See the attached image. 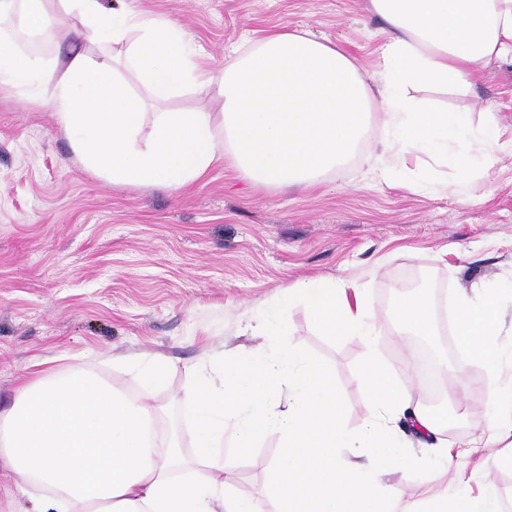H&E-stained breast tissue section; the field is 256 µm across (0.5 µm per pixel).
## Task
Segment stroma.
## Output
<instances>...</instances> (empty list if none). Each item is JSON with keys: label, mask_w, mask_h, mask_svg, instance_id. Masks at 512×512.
I'll list each match as a JSON object with an SVG mask.
<instances>
[{"label": "stroma", "mask_w": 512, "mask_h": 512, "mask_svg": "<svg viewBox=\"0 0 512 512\" xmlns=\"http://www.w3.org/2000/svg\"><path fill=\"white\" fill-rule=\"evenodd\" d=\"M170 17L200 58L221 67L225 50L287 25L347 48L359 68L379 67L380 21L364 0H102ZM437 102L482 119L485 105L512 132V63L491 62L470 95ZM486 181L489 198L468 204L416 193L401 182L366 175L362 157L328 172L310 189L256 188L220 161L187 188L122 187L78 161L50 110L0 91V412L34 363L58 358L129 396L141 387L117 354L168 357L173 371L152 401L165 411L184 452L193 438L180 420L179 399L204 348L232 352L260 339L241 332L285 285L314 277L363 284L380 319L379 353L394 370L414 364L425 399L461 425L449 442L480 433L488 422L484 393L446 381L428 383L425 366L447 359L473 379L484 365L468 359L453 328L457 289L512 277V148L496 151ZM438 307L439 333L405 336L390 306L416 289L417 273ZM294 343L331 368L348 427L370 415L357 380L362 347L319 335L302 307L285 315ZM428 363V364H429ZM270 436L234 466V488L252 495L267 461Z\"/></svg>", "instance_id": "obj_1"}]
</instances>
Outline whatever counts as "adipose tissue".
Wrapping results in <instances>:
<instances>
[{"label":"adipose tissue","instance_id":"ef3b65f1","mask_svg":"<svg viewBox=\"0 0 512 512\" xmlns=\"http://www.w3.org/2000/svg\"><path fill=\"white\" fill-rule=\"evenodd\" d=\"M58 3L78 39L107 38L119 55H71L56 68L51 99H43L36 92L43 55L20 49L18 35L52 43L54 15L45 0H0V88L49 107L75 157L118 186L182 188L227 158L254 185L308 187L351 160L370 133L371 114L380 112L385 132L365 158L370 173L468 203L500 146L493 107L472 125L424 95L467 96L484 65L512 60V0H368L384 34L374 88L346 49L309 32L273 30L232 48L215 69L197 60L168 17L108 12L100 0ZM122 64L143 78L151 101L194 87L214 92L223 110L147 111L150 100L132 94L117 71ZM421 153L452 157L460 181L418 174L411 161ZM508 298L512 284L475 285L455 296L461 344L488 369L490 414L486 429L459 445L441 439L447 417L420 404L411 379L380 358L381 328L364 289L349 279H301L248 318L245 329L260 344L229 355L208 349L194 367L180 407L196 434L191 459L143 397L79 368L34 371L0 413L10 494L28 498V512H503L498 488L480 473L455 492L435 487L417 498L392 481L387 462L444 474L473 453L512 447V338H500ZM296 305L321 335L364 347L358 381L370 416L358 428L343 422L327 363L290 339L283 315ZM391 314L401 331L436 330L426 295L398 297ZM268 436L282 451L257 495L239 496L232 465Z\"/></svg>","mask_w":512,"mask_h":512}]
</instances>
